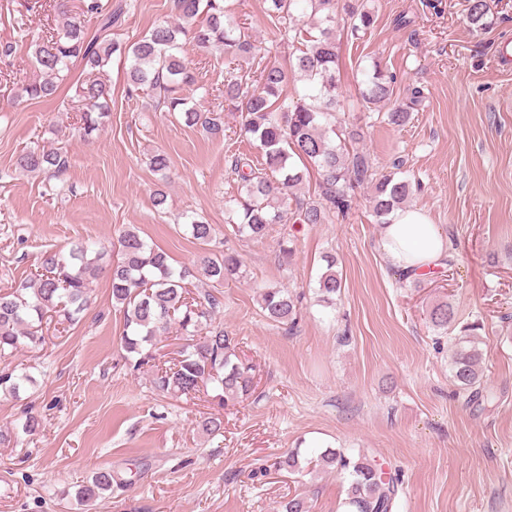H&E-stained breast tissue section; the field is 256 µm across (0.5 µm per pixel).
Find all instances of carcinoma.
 Returning a JSON list of instances; mask_svg holds the SVG:
<instances>
[{"label": "carcinoma", "mask_w": 512, "mask_h": 512, "mask_svg": "<svg viewBox=\"0 0 512 512\" xmlns=\"http://www.w3.org/2000/svg\"><path fill=\"white\" fill-rule=\"evenodd\" d=\"M69 0H53L61 18L45 36L31 40L29 49L36 79L23 91L30 100H49L57 95L74 62L80 61L88 73L103 71L113 53L119 51L129 61L130 91L158 101L169 112H179L190 126L218 137L224 135L221 114L189 105L185 92L197 86L194 69L182 56L183 41L224 54L228 77L224 82V102L238 118L239 132L257 142L261 162L247 155L234 157L230 174L237 183L236 195L224 204L225 223L240 236L265 237L273 224L287 216L285 200L294 203L292 216L300 224H323L334 215L351 209L352 194L363 186L371 192L375 223L387 224L389 217L413 194L407 179H396L378 170L370 156L357 147L358 133L342 127L336 98V19H341L352 35L366 32L374 24L373 12L359 0H267L268 11L277 18L282 38L295 44L289 67L276 63L259 64L244 71L240 63L254 60L257 47L225 0H173L177 21L155 25L130 46H122L99 35H89L85 21L75 17ZM491 8L487 0H469L467 22L475 31L490 26ZM83 16L95 21L105 32L118 22V14L101 0H83ZM304 83L303 92L288 97L284 86L289 75ZM361 105L386 103L394 94V77L378 64L364 71ZM82 103L77 118L78 133L89 138L110 117V87L99 78H88L79 89ZM421 103V91L414 88L409 100L385 113L389 124L400 127L411 119ZM69 167L68 150L35 146L22 149L15 168L27 174L58 176ZM315 170L318 190L314 197L302 193V185ZM190 237L203 246L190 264L180 268L169 256L141 237L137 227L123 229L117 239V260L110 268L112 307L122 313L121 347L125 359L137 370L149 363L155 367L152 387L165 395L193 397L213 384L226 400L249 397L254 391L251 367L236 360L237 342L224 335L215 323L224 306L220 287L224 280L242 273L241 260L232 253L217 256L205 248L213 227L193 216H185ZM106 247L75 244L69 249L47 250L38 266L18 286L0 292V358L41 345L44 318L53 313L61 323H73L88 309L92 281ZM325 269L318 279L320 301L329 305L342 288L336 258L324 256ZM298 298L280 288H268L260 295L264 316L294 328ZM437 330H448L455 313L448 302L436 304L429 313ZM177 325L186 341L176 362L154 363L160 338ZM452 377L457 386L486 402L492 394H482V353L476 338H458L452 352ZM32 382L25 371H0V392L19 397ZM224 429L223 417L214 414L197 424L203 435L216 436ZM279 467L292 473L331 471L349 479L345 512H392L397 485L394 479L365 458L327 449L315 459H302L291 452ZM124 482L110 469L95 473L77 493L84 507H91L112 488Z\"/></svg>", "instance_id": "1"}]
</instances>
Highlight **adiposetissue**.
<instances>
[{"label":"adipose tissue","instance_id":"1","mask_svg":"<svg viewBox=\"0 0 512 512\" xmlns=\"http://www.w3.org/2000/svg\"><path fill=\"white\" fill-rule=\"evenodd\" d=\"M380 246L396 270L412 277L437 267L448 251L449 241L422 211L407 208L392 215Z\"/></svg>","mask_w":512,"mask_h":512}]
</instances>
